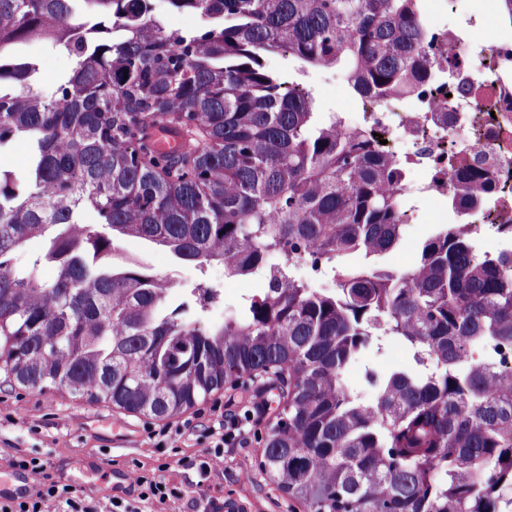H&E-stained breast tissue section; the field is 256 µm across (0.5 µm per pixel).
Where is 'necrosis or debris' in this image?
I'll use <instances>...</instances> for the list:
<instances>
[{
    "mask_svg": "<svg viewBox=\"0 0 512 512\" xmlns=\"http://www.w3.org/2000/svg\"><path fill=\"white\" fill-rule=\"evenodd\" d=\"M429 29L445 50L433 79L401 111L367 112L360 123L405 144L397 155L406 164L404 199L427 205L431 221L452 216L477 237L512 250V237L500 230L512 224V35L466 13ZM450 141L451 152L443 148ZM462 159L493 174L494 190L481 207L488 223H473L448 191V173Z\"/></svg>",
    "mask_w": 512,
    "mask_h": 512,
    "instance_id": "necrosis-or-debris-1",
    "label": "necrosis or debris"
}]
</instances>
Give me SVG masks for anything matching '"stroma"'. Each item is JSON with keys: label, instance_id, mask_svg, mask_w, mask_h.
I'll return each mask as SVG.
<instances>
[{"label": "stroma", "instance_id": "stroma-1", "mask_svg": "<svg viewBox=\"0 0 512 512\" xmlns=\"http://www.w3.org/2000/svg\"><path fill=\"white\" fill-rule=\"evenodd\" d=\"M321 110L351 114L358 109V98L346 82H331L328 75L312 69L302 78ZM124 253L141 259L153 272L180 281L175 301L186 300L184 284L203 283L218 289L219 300L201 321L208 324L223 318L241 298L258 292L260 284L251 279H228L224 267L211 264L199 272L193 264L174 262L165 250L148 246L139 239L122 244ZM413 365L410 351L402 344H390L381 355L352 364L345 372L346 383L364 400H372L368 373L379 376ZM274 421L273 408L250 424L244 444L224 451V465L211 473L205 484L208 496L220 500L238 497L249 512H306L305 506L282 492L260 470L264 439ZM144 417L94 403L54 389L21 390L7 382L0 372V466L17 455L48 461L57 480L83 491L95 512H110L115 495L110 476L113 466L137 464L151 469L168 462L176 467V476L186 496L163 504L146 505V512H202L192 505L199 479L196 469L188 467L191 459H201L209 446L210 416L195 419L192 433L182 436L176 449L156 447L143 430Z\"/></svg>", "mask_w": 512, "mask_h": 512}]
</instances>
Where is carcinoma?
<instances>
[{
    "label": "carcinoma",
    "instance_id": "obj_1",
    "mask_svg": "<svg viewBox=\"0 0 512 512\" xmlns=\"http://www.w3.org/2000/svg\"><path fill=\"white\" fill-rule=\"evenodd\" d=\"M167 2L201 28L151 0H0V149L32 147L23 177L0 167V370L155 419L285 370L262 469L308 512H512V252L435 224L410 270L377 263L405 245L399 165L266 62L332 69L377 106L411 96L432 69L421 0ZM37 43L73 60L51 91ZM156 126L191 148L156 155ZM491 187L476 164L448 177L461 206ZM128 238L263 288L202 327L216 293L174 303L184 284L112 264ZM386 342L415 366L370 374L367 402L343 374ZM154 4L157 12L166 15L171 28L186 32L199 29L201 22L196 15L191 13L169 12L165 0H154Z\"/></svg>",
    "mask_w": 512,
    "mask_h": 512
}]
</instances>
